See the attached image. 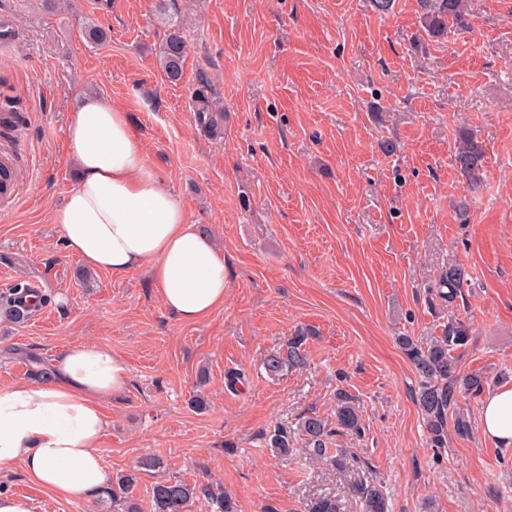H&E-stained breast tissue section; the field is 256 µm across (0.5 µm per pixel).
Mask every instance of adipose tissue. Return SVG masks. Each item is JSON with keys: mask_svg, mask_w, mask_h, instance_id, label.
I'll return each instance as SVG.
<instances>
[{"mask_svg": "<svg viewBox=\"0 0 512 512\" xmlns=\"http://www.w3.org/2000/svg\"><path fill=\"white\" fill-rule=\"evenodd\" d=\"M68 137L79 178L50 213L66 250L96 271L146 270L181 322L222 306L224 254L147 167L126 113L83 97ZM127 385V369L110 348L82 342L59 354L49 380L0 388V465L21 463L31 482L65 501L103 490V406ZM479 422L486 436L512 445V387L487 394Z\"/></svg>", "mask_w": 512, "mask_h": 512, "instance_id": "obj_1", "label": "adipose tissue"}]
</instances>
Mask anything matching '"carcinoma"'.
Returning a JSON list of instances; mask_svg holds the SVG:
<instances>
[{
    "label": "carcinoma",
    "instance_id": "1",
    "mask_svg": "<svg viewBox=\"0 0 512 512\" xmlns=\"http://www.w3.org/2000/svg\"><path fill=\"white\" fill-rule=\"evenodd\" d=\"M424 8L423 20L426 32L438 37L448 30V23L462 24V0H421ZM85 37L94 45L106 42L108 29L96 22L85 26ZM188 48L177 28H172L158 52L159 67L168 82L178 83L184 75V65ZM196 126L210 137L224 134V111L214 98L209 80L197 79L193 91ZM484 149L471 134L461 131L453 160L458 172L472 189L484 181ZM466 281L465 270L450 266L443 270L437 281L436 296L451 304L461 294ZM30 289L17 284L0 294V316L16 323L25 322L30 314L32 303L28 301ZM471 329L462 319H454L438 337L425 341L411 336L398 337V343L413 364L420 379L417 404L428 433V443L432 448L448 447V414L454 412L453 430L460 437L472 432L471 419L457 412L459 398L470 394L475 396L483 391L486 378L480 373L465 377L457 372V357L453 352L466 346ZM309 329H301L288 338L286 347L268 354L263 361L266 373L272 378L299 370L306 365L304 345ZM363 425L353 398L345 391L337 393L335 422H330L316 414L304 417L296 429L280 426L269 437V447L280 454L294 451L302 444L309 459L327 463L337 469H344L347 455L345 448H328L336 435H361ZM162 467L160 459L149 456L139 462L138 468L120 475L112 482L106 494L112 500V507L119 512H141L137 499L132 495L138 481V474H148ZM349 496L359 504L361 512H387L386 498L378 486L363 482L349 485ZM203 498L213 508V512H234L232 499L212 489L210 483H188L182 479H164L152 485V512H188L194 501Z\"/></svg>",
    "mask_w": 512,
    "mask_h": 512
}]
</instances>
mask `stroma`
Instances as JSON below:
<instances>
[{
	"label": "stroma",
	"mask_w": 512,
	"mask_h": 512,
	"mask_svg": "<svg viewBox=\"0 0 512 512\" xmlns=\"http://www.w3.org/2000/svg\"><path fill=\"white\" fill-rule=\"evenodd\" d=\"M420 0H0V102L23 121L0 129L18 172L0 197V293L37 283L45 304L23 323L0 319V387L51 368L66 347L96 342L129 371L107 402L99 444L109 476L147 455L162 474L203 478L236 512H306L332 496L359 512L347 484H382L389 512H512V447L473 428L437 452L416 402L419 377L398 335L472 326L458 371L512 387V0H464V23L432 37ZM110 26L90 46L85 23ZM188 45L168 84L156 53L170 25ZM206 75L228 115L224 137L195 128L192 89ZM125 112L153 174L224 252V305L185 324L146 272L86 271L60 244L50 211L76 185L68 126L83 95ZM485 151L482 186L453 163L459 131ZM469 279L436 299L450 266ZM309 327L307 365L269 377L264 357ZM239 374L229 387V374ZM365 435H338L346 471L269 435L305 416L333 417L337 389ZM202 394L208 408L191 407ZM0 492L34 512H113L107 497L57 501L20 466Z\"/></svg>",
	"instance_id": "obj_1"
}]
</instances>
